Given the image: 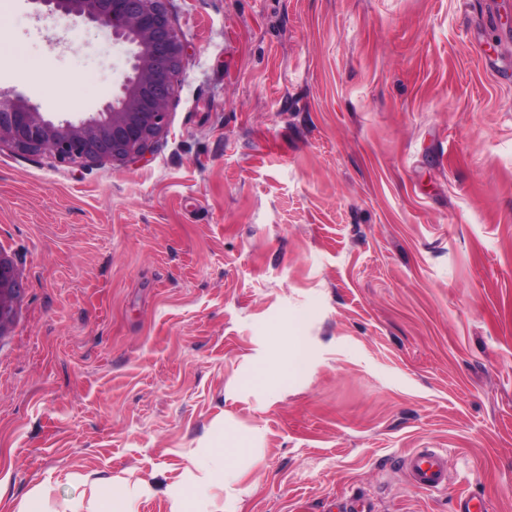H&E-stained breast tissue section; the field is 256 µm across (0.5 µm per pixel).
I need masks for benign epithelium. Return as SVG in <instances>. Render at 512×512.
<instances>
[{
    "label": "benign epithelium",
    "instance_id": "1",
    "mask_svg": "<svg viewBox=\"0 0 512 512\" xmlns=\"http://www.w3.org/2000/svg\"><path fill=\"white\" fill-rule=\"evenodd\" d=\"M72 24L108 28L130 46V72L102 111L86 118L53 119L19 96L0 94V146L46 152L60 163L91 167L103 161L145 158L165 129L177 90L185 46L165 0H31ZM19 290L12 262L0 253V328Z\"/></svg>",
    "mask_w": 512,
    "mask_h": 512
}]
</instances>
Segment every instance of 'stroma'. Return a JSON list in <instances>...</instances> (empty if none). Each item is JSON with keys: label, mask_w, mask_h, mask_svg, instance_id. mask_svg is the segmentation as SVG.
<instances>
[{"label": "stroma", "mask_w": 512, "mask_h": 512, "mask_svg": "<svg viewBox=\"0 0 512 512\" xmlns=\"http://www.w3.org/2000/svg\"><path fill=\"white\" fill-rule=\"evenodd\" d=\"M166 7L186 56L145 159L0 147V512H170L225 431L240 480L196 512H512V0ZM128 68L0 0L1 92L85 117ZM19 290L15 268L12 262L0 254V327L10 314V302ZM404 468L413 487L441 491L448 484L445 450L416 448L404 458Z\"/></svg>", "instance_id": "35a3bbf8"}]
</instances>
